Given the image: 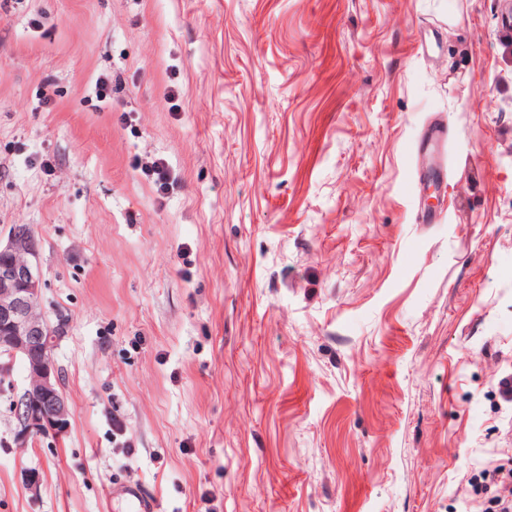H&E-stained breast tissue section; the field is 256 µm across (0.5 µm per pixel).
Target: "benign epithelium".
Wrapping results in <instances>:
<instances>
[{
  "label": "benign epithelium",
  "instance_id": "1",
  "mask_svg": "<svg viewBox=\"0 0 512 512\" xmlns=\"http://www.w3.org/2000/svg\"><path fill=\"white\" fill-rule=\"evenodd\" d=\"M38 281L33 264L21 270L9 262L0 261V357L13 364L20 359L30 363L36 385L25 390L23 401L17 404V439L25 445L41 435L61 437L67 428V409L58 392V374L47 353L39 360L29 362L33 344L43 339L55 343L53 329L36 313L41 298L38 288L29 284ZM50 395L55 398L54 411L46 412L33 401V396Z\"/></svg>",
  "mask_w": 512,
  "mask_h": 512
}]
</instances>
